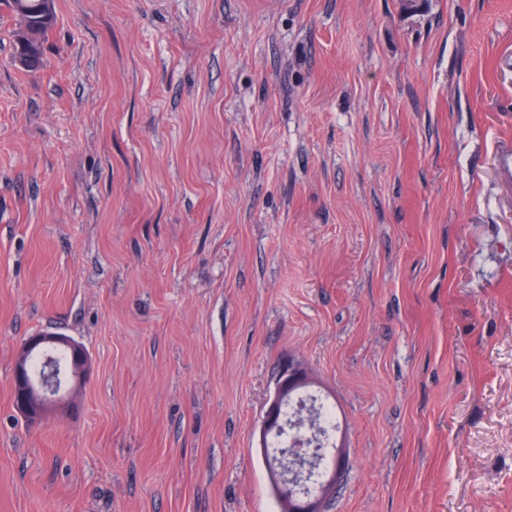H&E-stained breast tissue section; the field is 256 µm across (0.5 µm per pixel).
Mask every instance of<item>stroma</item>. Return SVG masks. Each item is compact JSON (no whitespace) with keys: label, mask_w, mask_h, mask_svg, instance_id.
Here are the masks:
<instances>
[{"label":"stroma","mask_w":512,"mask_h":512,"mask_svg":"<svg viewBox=\"0 0 512 512\" xmlns=\"http://www.w3.org/2000/svg\"><path fill=\"white\" fill-rule=\"evenodd\" d=\"M0 5V512H279L282 357L336 405L324 512H512V0ZM87 350L64 413L20 344ZM19 18V27L13 32L15 59L26 71H35L42 66L44 39L55 21L54 0L47 7V0H4ZM26 24L29 34L20 39ZM54 346H62L70 355V364H66L69 371L65 384L69 379L72 386L67 392L65 384L60 388L57 384L48 383L45 376L39 375L41 367L35 374L34 380L29 370L28 358L35 354L44 356L47 363L51 360L50 350ZM89 371V356L85 349L67 336L46 333L30 336L18 349L15 357L14 389L17 390L15 409L30 425H37L54 409L70 404L67 395L75 388L84 384ZM314 380L308 368L293 354H289L280 366L275 379V386L265 412L264 422L259 434V448L265 460L269 456L270 438L282 432L284 410L293 393L312 386ZM287 409V408H286ZM285 410V417H286Z\"/></svg>","instance_id":"35a3bbf8"}]
</instances>
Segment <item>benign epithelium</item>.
I'll list each match as a JSON object with an SVG mask.
<instances>
[{"label": "benign epithelium", "instance_id": "7a95c632", "mask_svg": "<svg viewBox=\"0 0 512 512\" xmlns=\"http://www.w3.org/2000/svg\"><path fill=\"white\" fill-rule=\"evenodd\" d=\"M56 346L67 349L70 364L67 365V379L72 388L85 383L89 371V356L85 349L67 336L46 333L29 337L18 349L15 357L14 389L17 390L15 409L30 425H37L54 409L68 403L66 389L48 383L40 375L34 379L29 370L28 358L35 354L51 360L50 350ZM314 384L308 368L292 354L280 366L275 386L265 412L259 434V448L269 456L270 438L282 432L284 410L293 393ZM307 442L292 435L288 442L290 456L299 465L306 464ZM348 465L345 446L332 443L329 461L320 464L317 470L289 477L276 466H267L269 481L280 512H323V503L336 487V480Z\"/></svg>", "mask_w": 512, "mask_h": 512}]
</instances>
